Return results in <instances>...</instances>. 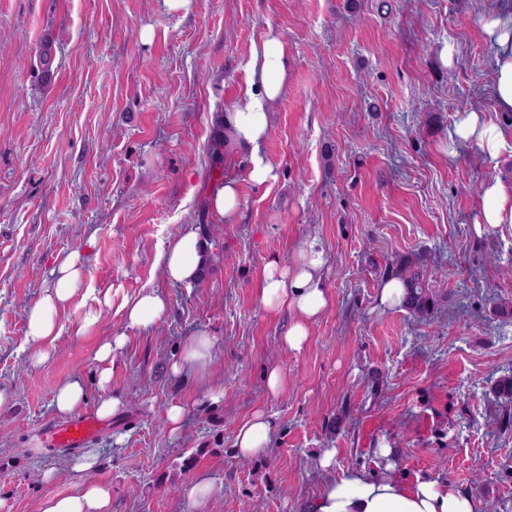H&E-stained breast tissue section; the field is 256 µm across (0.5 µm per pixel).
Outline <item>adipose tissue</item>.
<instances>
[{"mask_svg": "<svg viewBox=\"0 0 512 512\" xmlns=\"http://www.w3.org/2000/svg\"><path fill=\"white\" fill-rule=\"evenodd\" d=\"M486 39L495 58L494 100L500 110L512 112V4L501 6L484 24ZM288 71V52L281 36L268 31L251 47L244 64L245 84L232 111L221 115L224 135L234 149L250 158L249 178L258 185L274 178L273 168L261 153L270 113L279 100ZM451 143L477 146L489 160L512 152V129H506L486 113H460L448 130ZM512 224V180L499 176L480 189V206L474 222L476 233ZM205 244L195 227L176 236L162 257L169 281L190 284L197 280ZM325 255L316 242L302 243L290 262H269L261 282V299L267 309L293 312L294 322L283 342L290 350H302L310 326L329 305L324 283ZM85 273L78 255L60 260L51 271V282L41 301L26 313V335L34 344L35 361L50 355L49 343L60 334L55 315L76 293H83L85 325L96 323L110 295L84 290ZM168 307L166 298L147 290L122 306L128 326L146 328L158 322ZM383 470L366 473L348 470L330 477L310 502L308 512H478V500L467 490L439 479L406 481L390 463V449H381ZM112 493L104 484H87L72 495L46 498L42 512H111Z\"/></svg>", "mask_w": 512, "mask_h": 512, "instance_id": "ef3b65f1", "label": "adipose tissue"}]
</instances>
